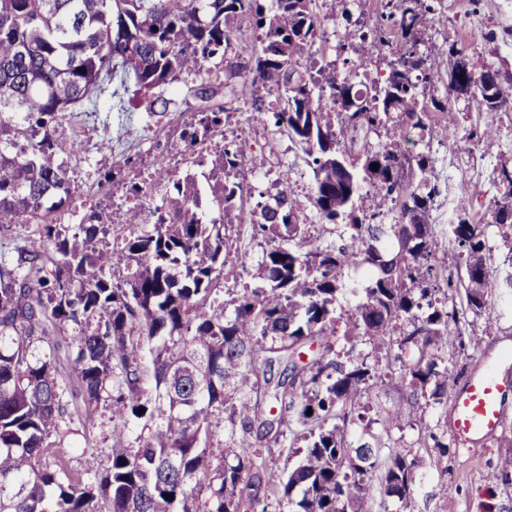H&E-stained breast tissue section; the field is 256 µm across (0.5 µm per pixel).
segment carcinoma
I'll list each match as a JSON object with an SVG mask.
<instances>
[{"mask_svg":"<svg viewBox=\"0 0 512 512\" xmlns=\"http://www.w3.org/2000/svg\"><path fill=\"white\" fill-rule=\"evenodd\" d=\"M317 2L0 0V237L35 226L13 261L0 260V512H256L268 492L290 512H364L379 443L352 444L345 425L364 421L358 409L375 387L360 346L402 363L409 399L437 403L448 398V340L481 350L486 332L463 333L462 312L481 313L497 278L512 288V269L488 263L486 224L473 212L430 223L440 187L427 149L434 127L457 134L450 100L512 111V92L498 89L494 107L461 94L486 71L501 75L496 62L478 73L462 48L446 57L425 48L441 0H379L367 21L339 0L348 25L333 61L317 46ZM241 75L252 119L287 135L313 174L315 223L300 222L303 202L285 179L250 210L251 238L267 248L241 269L264 287L224 288L227 259L241 251L237 175L264 167L244 140H222L210 161L219 223L198 217L195 176L163 167L152 175L165 188L160 204L127 211L138 231L110 244L100 214L58 223L74 192L66 113L163 117L184 90L199 116L181 133L190 150L198 129H223L220 98ZM499 137L488 125L464 135L474 146ZM498 177L506 193L493 198L490 223L512 253V166ZM318 223L333 226L336 242H320ZM359 267L367 285L339 313ZM460 288L462 312L448 305ZM314 343L315 357L298 363ZM146 354L153 391L142 386ZM261 375L280 410L273 419L254 396ZM102 402L116 448L102 469L74 472L57 448L74 418L95 426ZM218 421L230 437L215 446ZM294 426L297 465L266 467L261 449L285 446ZM416 480L415 460L387 458L386 495L398 489L406 501ZM486 481L511 482L512 456Z\"/></svg>","mask_w":512,"mask_h":512,"instance_id":"cac0c4a2","label":"carcinoma"}]
</instances>
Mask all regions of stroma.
I'll use <instances>...</instances> for the list:
<instances>
[{
	"instance_id": "stroma-1",
	"label": "stroma",
	"mask_w": 512,
	"mask_h": 512,
	"mask_svg": "<svg viewBox=\"0 0 512 512\" xmlns=\"http://www.w3.org/2000/svg\"><path fill=\"white\" fill-rule=\"evenodd\" d=\"M445 23L428 33V43L440 52H447L456 43L466 49L488 53L498 49L505 71L512 73V50L504 47L512 42V0H482L473 6L471 0H443ZM460 128L473 124L492 123L500 127L501 138L489 145L471 146L460 139L445 138L434 132L432 155L434 174L447 181L449 198L458 205L474 209L481 216H489L490 202L497 194V173L500 162L512 161V111L477 113L475 109L456 102ZM230 123L252 145L256 154L262 155L265 166L246 181L253 193L269 191L276 178L279 162H288L295 175L305 183H312V172L297 158L287 137L275 134L272 128L254 132L250 117L249 97L240 96L232 104ZM154 119L144 112L134 113L129 124L118 123L115 116L103 112H84L69 121L71 129L84 135L101 138L106 148L83 157L70 158L68 175L75 188L73 200L66 217L77 224L88 210L81 204L88 197L101 207L123 216L119 202L123 196L121 186L104 184L101 173L111 168L132 163V173L145 178V192L149 198L160 200L164 193L161 186L147 181L157 159H171L180 150L178 129L169 125L155 139H145L141 129L153 125ZM492 327L493 336L487 337L482 352L464 356L456 345L448 347V374L455 384H462L465 376L478 362L480 355L491 356L503 349H512V289L493 287L489 305L481 315H467L463 330ZM408 391L400 383L375 389L364 416L371 433L381 444L382 455L397 451L416 460L419 478L411 498L399 503L381 492H374L365 502V512H512V482L489 488L485 476L501 458L512 455V424L506 426L485 445L464 448L456 440H449L447 456L422 445L421 437L427 432H442L448 419L449 403L427 404L411 408L408 421L400 428L385 429L382 417L389 408L405 403ZM96 425L88 432L67 437L63 444L72 464L78 469H98L110 454L112 440L110 410L99 406L95 412Z\"/></svg>"
}]
</instances>
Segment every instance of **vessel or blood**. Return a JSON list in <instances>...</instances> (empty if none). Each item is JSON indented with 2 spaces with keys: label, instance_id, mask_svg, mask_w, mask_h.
<instances>
[{
  "label": "vessel or blood",
  "instance_id": "1",
  "mask_svg": "<svg viewBox=\"0 0 512 512\" xmlns=\"http://www.w3.org/2000/svg\"><path fill=\"white\" fill-rule=\"evenodd\" d=\"M512 370L481 359L455 394L448 429L461 445H478L512 421Z\"/></svg>",
  "mask_w": 512,
  "mask_h": 512
}]
</instances>
